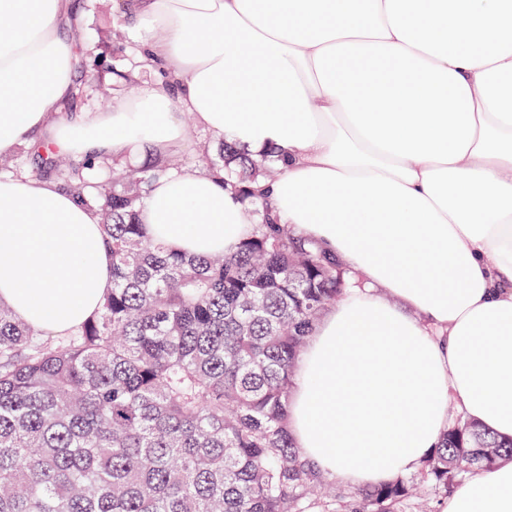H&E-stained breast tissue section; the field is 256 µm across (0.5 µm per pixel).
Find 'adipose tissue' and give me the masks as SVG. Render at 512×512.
Returning <instances> with one entry per match:
<instances>
[{"mask_svg": "<svg viewBox=\"0 0 512 512\" xmlns=\"http://www.w3.org/2000/svg\"><path fill=\"white\" fill-rule=\"evenodd\" d=\"M151 83L104 112L75 93L73 0H0V155L44 141L124 158L182 117L280 175L258 188L348 278L293 376L298 448L347 485L415 471L454 416L512 438V0H129ZM156 241L228 253L253 227L221 180L153 183ZM101 219L54 182L0 179V302L59 333L112 285ZM441 512H512V459Z\"/></svg>", "mask_w": 512, "mask_h": 512, "instance_id": "adipose-tissue-1", "label": "adipose tissue"}]
</instances>
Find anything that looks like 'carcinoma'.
<instances>
[{
	"label": "carcinoma",
	"instance_id": "carcinoma-1",
	"mask_svg": "<svg viewBox=\"0 0 512 512\" xmlns=\"http://www.w3.org/2000/svg\"><path fill=\"white\" fill-rule=\"evenodd\" d=\"M20 155L98 210L112 289L54 336L0 304V512H437L464 474L512 459V440L463 419L417 478L335 485L302 455L288 427L293 369L345 280L256 197L271 161L220 141L209 171L246 202L255 231L231 253L197 256L138 222L168 158ZM417 480L434 500H420Z\"/></svg>",
	"mask_w": 512,
	"mask_h": 512
}]
</instances>
